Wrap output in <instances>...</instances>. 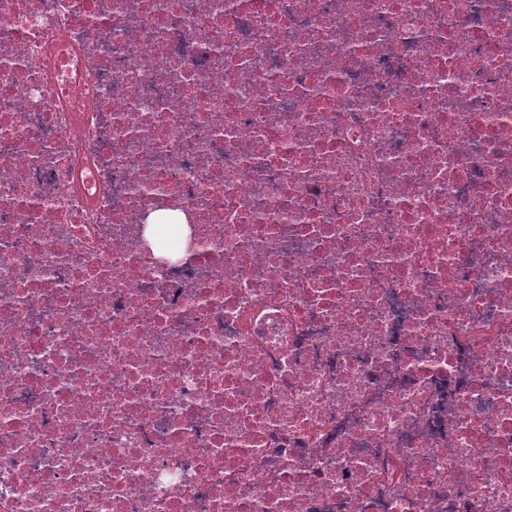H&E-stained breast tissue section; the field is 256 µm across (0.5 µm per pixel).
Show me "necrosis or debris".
Masks as SVG:
<instances>
[{
  "instance_id": "obj_1",
  "label": "necrosis or debris",
  "mask_w": 512,
  "mask_h": 512,
  "mask_svg": "<svg viewBox=\"0 0 512 512\" xmlns=\"http://www.w3.org/2000/svg\"><path fill=\"white\" fill-rule=\"evenodd\" d=\"M0 512H512V0H0Z\"/></svg>"
}]
</instances>
